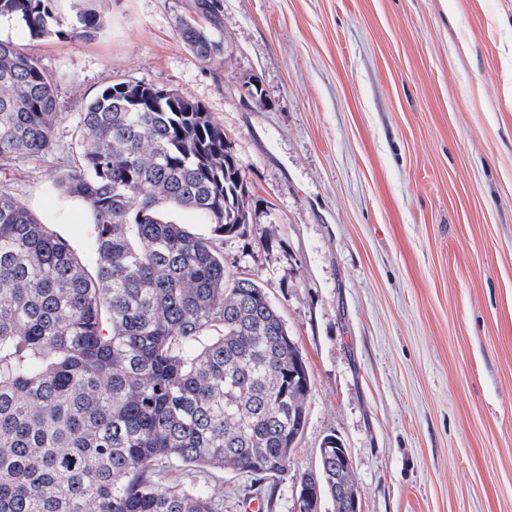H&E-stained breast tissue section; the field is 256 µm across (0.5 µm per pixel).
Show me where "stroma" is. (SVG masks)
Segmentation results:
<instances>
[{"label": "stroma", "instance_id": "obj_1", "mask_svg": "<svg viewBox=\"0 0 512 512\" xmlns=\"http://www.w3.org/2000/svg\"><path fill=\"white\" fill-rule=\"evenodd\" d=\"M194 4L93 0L109 28L92 41L0 20L58 103L54 153L0 185L87 270L90 213L53 178L77 159L81 102L114 81L204 105L259 202L246 236L216 243L312 376L291 477L180 466L163 484L206 485L222 512H294L296 475L333 437L360 512H512V0H221L218 63L181 36Z\"/></svg>", "mask_w": 512, "mask_h": 512}]
</instances>
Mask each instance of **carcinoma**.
<instances>
[{
  "mask_svg": "<svg viewBox=\"0 0 512 512\" xmlns=\"http://www.w3.org/2000/svg\"><path fill=\"white\" fill-rule=\"evenodd\" d=\"M2 16L34 38L105 32L89 6L66 22L64 0H0ZM182 37L220 54L193 25ZM56 116L52 76L0 41V172L51 155ZM77 133L56 183L90 211L94 276L0 189V512H218L205 488L162 484L166 463L287 479L312 387L299 347L265 288L167 216L246 235L251 191L224 129L197 101L120 80L84 102ZM301 477L349 512L336 449Z\"/></svg>",
  "mask_w": 512,
  "mask_h": 512,
  "instance_id": "obj_1",
  "label": "carcinoma"
}]
</instances>
